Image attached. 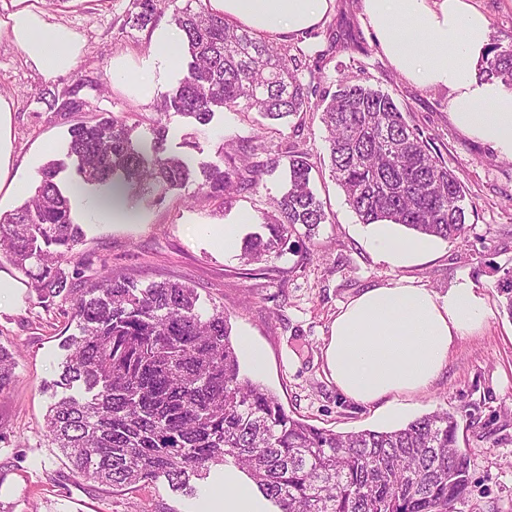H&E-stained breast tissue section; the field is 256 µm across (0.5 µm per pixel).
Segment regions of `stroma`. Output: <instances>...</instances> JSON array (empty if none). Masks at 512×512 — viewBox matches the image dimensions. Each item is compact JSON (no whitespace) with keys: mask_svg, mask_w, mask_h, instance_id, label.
Masks as SVG:
<instances>
[{"mask_svg":"<svg viewBox=\"0 0 512 512\" xmlns=\"http://www.w3.org/2000/svg\"><path fill=\"white\" fill-rule=\"evenodd\" d=\"M45 9L73 28L86 52L74 73L47 79L27 64L6 35H0V94L13 107V155L19 179L36 186L38 168L26 167L33 152L60 162L62 189L77 178V162L67 154L74 117L47 110L39 89L94 78L101 91L88 100L95 113L126 117L133 138L155 141L158 124L170 128L167 154H189L228 167L243 143L256 145L262 171L255 187L231 203L202 189L201 175L183 187L136 202V221L82 223L78 250L98 267L126 276L139 287L164 280L191 283L201 309H223L239 348L242 369L272 391L286 412L307 422L348 432L389 430L443 409L459 421L461 448L470 452L471 494L461 512H512V318L499 284L512 269V158L460 130L448 113V92L423 88L400 74L385 58L364 20L362 0H334L311 35L288 40L302 50L303 83L315 86L308 111L282 123L255 112L216 109L209 125L171 112L159 116L166 94L186 74L190 58L180 54L164 69L160 93L143 103L113 83L115 58L142 66L151 55L150 29L124 28L129 0H46ZM388 93L407 121L433 138L440 158L465 191L464 236L441 242L433 253L406 267L378 262L366 246V227L349 207L330 172L326 131L320 120L322 97L341 78ZM306 153L310 186L330 217L301 251L244 264L241 248L227 252L209 231L227 224L240 235L257 231L275 213L274 202L287 188L288 154ZM0 275L16 286L12 303L0 307V344L15 353L13 384L0 396V504L13 512H202L206 499L224 488L223 467L190 490L172 488L166 477L115 492L72 470L44 436L48 406L61 399L86 401L83 383L62 384L71 339L80 337L70 300L43 303L26 277L7 261ZM408 279L443 292L456 281H472L484 294L491 316L479 333L457 341L448 363L426 391L403 394L390 403L365 405L345 397L325 373L324 349L339 306L368 288ZM264 357L255 370L252 351Z\"/></svg>","mask_w":512,"mask_h":512,"instance_id":"obj_1","label":"stroma"}]
</instances>
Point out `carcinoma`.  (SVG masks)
I'll use <instances>...</instances> for the list:
<instances>
[{"label": "carcinoma", "mask_w": 512, "mask_h": 512, "mask_svg": "<svg viewBox=\"0 0 512 512\" xmlns=\"http://www.w3.org/2000/svg\"><path fill=\"white\" fill-rule=\"evenodd\" d=\"M161 4L132 0L123 26L146 28ZM174 21L191 61L166 108L200 125L216 107L240 106L274 121L308 109L299 56L226 21L202 0L175 8ZM478 74L512 90V48L488 47ZM94 87L91 79L45 87L39 100L50 111L78 115L88 111L85 90ZM322 122L332 176L361 223L388 220L444 241L465 235L462 184L389 94L341 80ZM132 131L118 116L79 120L68 141L81 176L72 190L96 187L125 217L133 198L182 185L196 166L209 193L226 201L230 191L256 183L252 145L241 148L240 165L221 169L162 155L169 129L161 123L150 156L133 143ZM310 173L305 154L288 152L278 216L264 224L266 235L248 238L245 262L276 257L297 227L309 239L328 221ZM57 175L56 164L43 165L34 195L0 215V254L44 301L69 296L73 274H89L91 289L101 292L73 303L83 337L63 373L68 383L83 382L92 398L59 401L46 414L47 437L77 472L117 490L160 475L183 485L232 465L279 512H458L471 480L455 415L437 410L400 428L346 433L288 415L273 393L241 373L224 311L203 316L194 288L170 281L139 288L75 252L83 233ZM13 366V352L0 345V394L10 389Z\"/></svg>", "instance_id": "1"}]
</instances>
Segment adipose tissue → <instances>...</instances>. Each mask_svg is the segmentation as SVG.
Instances as JSON below:
<instances>
[{
    "instance_id": "ef3b65f1",
    "label": "adipose tissue",
    "mask_w": 512,
    "mask_h": 512,
    "mask_svg": "<svg viewBox=\"0 0 512 512\" xmlns=\"http://www.w3.org/2000/svg\"><path fill=\"white\" fill-rule=\"evenodd\" d=\"M364 15L390 64L421 87L448 89V111L462 130L512 157V93L479 84L476 67L489 45V20L474 0H363ZM332 0H208L211 11L272 39L320 24ZM0 18L13 45L47 77L72 73L85 44L68 25L50 21L28 0H12ZM12 104L0 95V191L25 190L11 174ZM382 263L400 267L432 248L376 222L366 238ZM482 293L460 280L438 293L402 279L369 288L342 303L330 325L326 371L347 398L372 404L390 395L426 391L460 338L487 324ZM208 512H265L238 471L224 472V491Z\"/></svg>"
}]
</instances>
